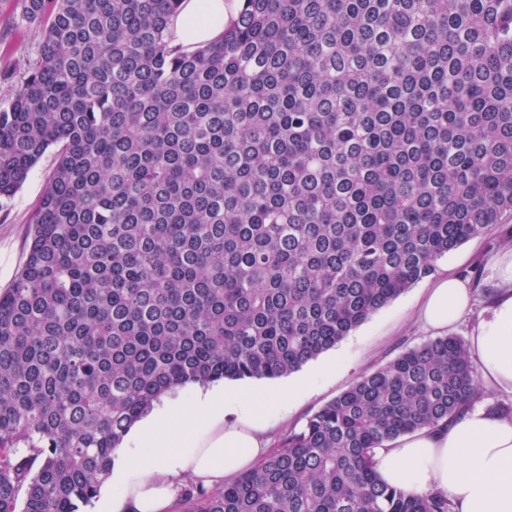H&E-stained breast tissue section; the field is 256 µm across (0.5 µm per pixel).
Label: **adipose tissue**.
I'll return each mask as SVG.
<instances>
[{
  "label": "adipose tissue",
  "mask_w": 512,
  "mask_h": 512,
  "mask_svg": "<svg viewBox=\"0 0 512 512\" xmlns=\"http://www.w3.org/2000/svg\"><path fill=\"white\" fill-rule=\"evenodd\" d=\"M239 0H181L170 21L173 44L186 49L223 37ZM498 292L468 337L486 391L512 393V247L494 264ZM470 288L443 273L427 290L420 321L446 333L471 308ZM284 395L196 391L189 403L166 401L141 419L117 448L113 487L99 512H176L185 480L209 489L250 470L268 451L266 418ZM381 479L408 493L439 492L458 512H512V418L477 407L376 449Z\"/></svg>",
  "instance_id": "adipose-tissue-1"
}]
</instances>
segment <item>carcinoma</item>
<instances>
[{
  "mask_svg": "<svg viewBox=\"0 0 512 512\" xmlns=\"http://www.w3.org/2000/svg\"><path fill=\"white\" fill-rule=\"evenodd\" d=\"M179 2L23 0L0 198L57 162L0 293V512H79L162 395L301 369L512 214V0H243L194 51ZM479 395L429 340L179 512H454L374 449Z\"/></svg>",
  "mask_w": 512,
  "mask_h": 512,
  "instance_id": "carcinoma-1",
  "label": "carcinoma"
}]
</instances>
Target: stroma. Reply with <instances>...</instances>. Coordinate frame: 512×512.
Returning <instances> with one entry per match:
<instances>
[{
  "instance_id": "stroma-1",
  "label": "stroma",
  "mask_w": 512,
  "mask_h": 512,
  "mask_svg": "<svg viewBox=\"0 0 512 512\" xmlns=\"http://www.w3.org/2000/svg\"><path fill=\"white\" fill-rule=\"evenodd\" d=\"M21 10V0H0V71L12 73L14 81L25 76L36 56L37 37L33 31L16 29L10 22ZM55 149H48L17 193L0 200V291L7 288L22 267L30 242L31 217L53 174ZM512 236V215L503 216L487 234L461 245L436 263L437 272L451 271L475 292L473 309L452 330L454 336L468 338L496 290L492 263L501 250L502 237ZM422 285H415L373 314L345 336L336 347L304 365L300 370L277 379L242 380V387L283 391L303 382L306 392L286 400L272 414L268 435L279 445L288 430L300 429L308 417L366 372L376 370L405 349L431 340L415 311Z\"/></svg>"
}]
</instances>
